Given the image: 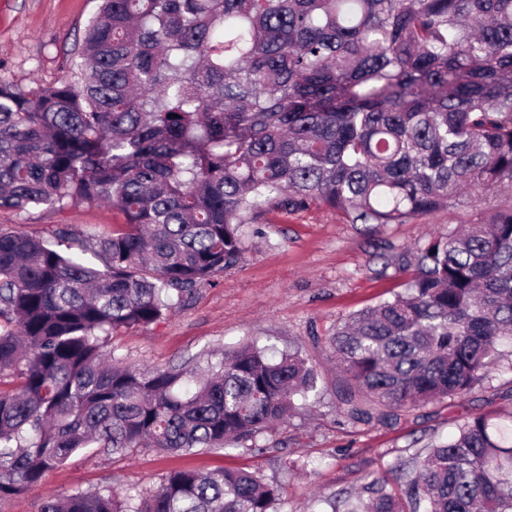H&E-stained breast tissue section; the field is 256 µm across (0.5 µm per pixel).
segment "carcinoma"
Segmentation results:
<instances>
[{"mask_svg": "<svg viewBox=\"0 0 512 512\" xmlns=\"http://www.w3.org/2000/svg\"><path fill=\"white\" fill-rule=\"evenodd\" d=\"M512 189V0H99L69 78L0 76V208L104 202L85 239L0 228V499L86 448L228 449L318 393L299 352L208 373L107 350L245 252L241 227L317 203L405 224ZM91 253L97 262L84 258ZM401 293L315 337L349 420L463 400L512 346V201L394 256ZM331 512H512V441L484 415ZM251 472L74 490L41 512H284Z\"/></svg>", "mask_w": 512, "mask_h": 512, "instance_id": "carcinoma-1", "label": "carcinoma"}]
</instances>
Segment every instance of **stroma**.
<instances>
[{"label":"stroma","mask_w":512,"mask_h":512,"mask_svg":"<svg viewBox=\"0 0 512 512\" xmlns=\"http://www.w3.org/2000/svg\"><path fill=\"white\" fill-rule=\"evenodd\" d=\"M97 0H0V72L29 86L65 79ZM504 201L486 194L404 224H351L324 205L272 212L243 227L241 262L208 281L164 318L113 335L115 357L142 368L186 364L201 369L222 353L249 344L267 352L297 351L317 369L323 391L310 406L255 444L226 452L197 448L165 454L137 448L106 454L89 448L51 471L41 487L0 499V512H40L49 493L107 485L146 491L174 470L206 473L243 469L281 488L288 512H327L325 496L359 490L368 474H389L415 451L446 440L459 416H512V372L493 371L462 401L431 403L393 425L355 423L336 405L338 374L329 349L313 333L401 291L404 275L387 268L397 249L422 243L449 227L483 219ZM122 215L100 202L25 213L0 209V228L46 236L65 227L82 236L111 229Z\"/></svg>","instance_id":"stroma-1"}]
</instances>
